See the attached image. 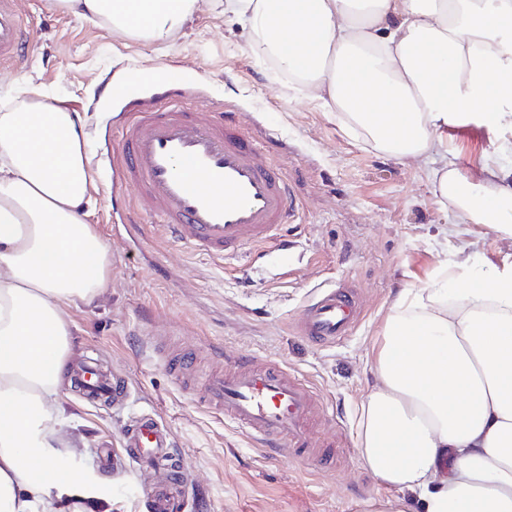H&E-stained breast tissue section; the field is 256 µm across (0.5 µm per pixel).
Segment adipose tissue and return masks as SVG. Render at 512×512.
I'll return each mask as SVG.
<instances>
[{
	"label": "adipose tissue",
	"mask_w": 512,
	"mask_h": 512,
	"mask_svg": "<svg viewBox=\"0 0 512 512\" xmlns=\"http://www.w3.org/2000/svg\"><path fill=\"white\" fill-rule=\"evenodd\" d=\"M112 32L163 42L202 8L247 27L307 98L374 146L431 159L481 106L512 130V0H53ZM455 224L512 239V166L471 181L427 170ZM86 123L64 100L0 110V512H62L97 494L61 435L74 347L69 313L107 288L111 249L85 221ZM360 404L362 465L395 490L389 512H512V261L402 289Z\"/></svg>",
	"instance_id": "adipose-tissue-1"
}]
</instances>
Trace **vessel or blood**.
<instances>
[{
	"mask_svg": "<svg viewBox=\"0 0 512 512\" xmlns=\"http://www.w3.org/2000/svg\"><path fill=\"white\" fill-rule=\"evenodd\" d=\"M30 35L16 0H0V67L21 60ZM115 157L127 191L114 203L128 214L130 236L141 235L143 218L153 217L156 231L169 242L220 260L270 244L287 247L282 232L296 221L298 194L253 132L223 113L177 106L162 95L152 106L122 115ZM360 311L355 290L331 284L317 291L295 329L309 341L331 343L352 331ZM71 376L88 403L115 407L129 398L125 380L97 364L76 366ZM197 385L225 420L278 454H307L311 426L325 412L305 381L250 354L231 361L227 371L200 377ZM122 450L129 461L157 474L146 492L148 512H177L185 489L171 464L167 426L150 412L132 416Z\"/></svg>",
	"mask_w": 512,
	"mask_h": 512,
	"instance_id": "b4317fda",
	"label": "vessel or blood"
}]
</instances>
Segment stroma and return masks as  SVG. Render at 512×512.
<instances>
[{
  "label": "stroma",
  "instance_id": "35a3bbf8",
  "mask_svg": "<svg viewBox=\"0 0 512 512\" xmlns=\"http://www.w3.org/2000/svg\"><path fill=\"white\" fill-rule=\"evenodd\" d=\"M17 2L33 36L22 62L0 68V106L24 85L82 114L96 185L86 221L112 247L108 288L95 305L70 313L72 356L100 358L131 391L125 405L97 409L74 386L60 388L74 462L102 484L96 505L73 498L65 512H148L154 472L100 463L105 448L119 449L124 423L143 411L170 430L185 512H370L390 492L359 461V405L373 387L374 350L399 291L486 270L512 255V240L484 224L451 223L421 163L377 150L344 115L305 98L251 48L247 31L222 16L199 12L178 38L151 44L50 0ZM149 69L157 81L143 80ZM162 81L198 111L220 107L257 133L273 132L264 147L299 186L300 218L287 227L292 249L228 263L160 238L142 247L128 241L110 197L115 119L153 102ZM443 148L468 176L489 160L512 165V132L473 118L450 125ZM325 283L356 289L362 314L349 335L321 346L291 325ZM215 345L225 356L279 362L317 389L327 416L310 459L269 456L171 370L186 352L198 371L223 366ZM329 455L335 470H321Z\"/></svg>",
  "mask_w": 512,
  "mask_h": 512
}]
</instances>
